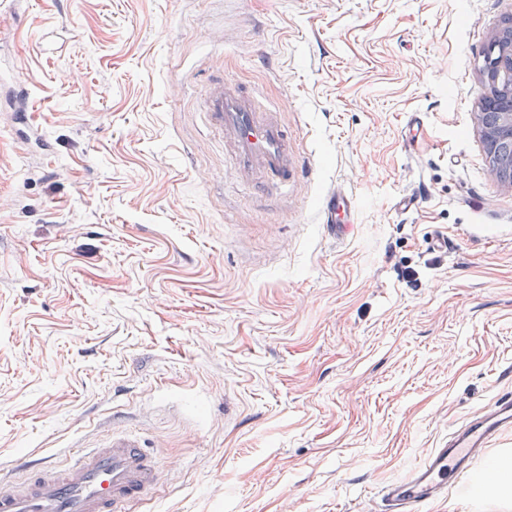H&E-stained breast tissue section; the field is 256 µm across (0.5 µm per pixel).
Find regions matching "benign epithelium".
Returning <instances> with one entry per match:
<instances>
[{
  "instance_id": "benign-epithelium-1",
  "label": "benign epithelium",
  "mask_w": 512,
  "mask_h": 512,
  "mask_svg": "<svg viewBox=\"0 0 512 512\" xmlns=\"http://www.w3.org/2000/svg\"><path fill=\"white\" fill-rule=\"evenodd\" d=\"M479 69L489 88L479 101L478 127L490 175L512 185L511 178L504 179L512 173V16L484 49Z\"/></svg>"
}]
</instances>
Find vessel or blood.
<instances>
[{
	"label": "vessel or blood",
	"instance_id": "obj_1",
	"mask_svg": "<svg viewBox=\"0 0 512 512\" xmlns=\"http://www.w3.org/2000/svg\"><path fill=\"white\" fill-rule=\"evenodd\" d=\"M206 116L224 136V149L255 176L257 189L284 187L299 168V154L278 112L262 109L255 93L224 80L206 93ZM356 197L334 190L322 215L332 235H346ZM512 429V397H499L484 412L456 425L405 477L380 490L382 512H421L444 499L479 470L499 436ZM18 476L0 478V512H129L158 490L157 457L141 438L113 433L103 443L70 449L66 464L23 459Z\"/></svg>",
	"mask_w": 512,
	"mask_h": 512
}]
</instances>
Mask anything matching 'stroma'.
Instances as JSON below:
<instances>
[{
  "mask_svg": "<svg viewBox=\"0 0 512 512\" xmlns=\"http://www.w3.org/2000/svg\"><path fill=\"white\" fill-rule=\"evenodd\" d=\"M511 15L0 10V98L25 78L35 104L28 121L0 107V466L136 431L162 479L134 512H378L384 483L512 394V188L476 120L478 64ZM219 75L280 111L301 160L287 191L258 197L207 123ZM335 187L357 197L340 239L319 217ZM498 445L493 480L424 512H512V433Z\"/></svg>",
  "mask_w": 512,
  "mask_h": 512,
  "instance_id": "obj_1",
  "label": "stroma"
}]
</instances>
